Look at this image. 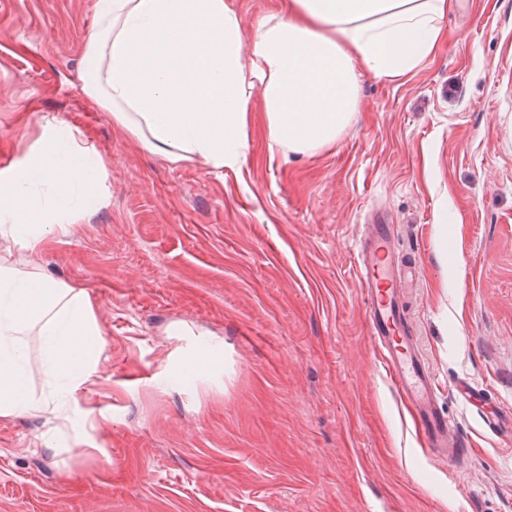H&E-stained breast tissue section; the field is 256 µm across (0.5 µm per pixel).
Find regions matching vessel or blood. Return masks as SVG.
I'll list each match as a JSON object with an SVG mask.
<instances>
[{"label":"vessel or blood","instance_id":"b4317fda","mask_svg":"<svg viewBox=\"0 0 512 512\" xmlns=\"http://www.w3.org/2000/svg\"><path fill=\"white\" fill-rule=\"evenodd\" d=\"M393 249L390 224L385 218H378L359 249V279L366 292L375 334L385 350L383 363L395 390L420 406L425 434L431 444L449 448L451 455L458 456L461 448L448 444L451 426L432 404L436 390L434 375L408 341L394 339L404 329V314L396 299L401 279L394 270Z\"/></svg>","mask_w":512,"mask_h":512}]
</instances>
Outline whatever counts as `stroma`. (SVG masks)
<instances>
[{
	"label": "stroma",
	"mask_w": 512,
	"mask_h": 512,
	"mask_svg": "<svg viewBox=\"0 0 512 512\" xmlns=\"http://www.w3.org/2000/svg\"><path fill=\"white\" fill-rule=\"evenodd\" d=\"M94 0H0V174L47 123L108 160L86 211L0 256L85 287L101 354L71 425L0 421V512H512V0H456L433 58L361 72L313 155L222 172L145 151L80 92ZM391 216L405 326L464 442L432 454L381 364L359 240ZM447 224H438L439 215Z\"/></svg>",
	"instance_id": "obj_1"
}]
</instances>
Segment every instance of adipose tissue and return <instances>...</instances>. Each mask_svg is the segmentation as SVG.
<instances>
[{"label": "adipose tissue", "instance_id": "adipose-tissue-1", "mask_svg": "<svg viewBox=\"0 0 512 512\" xmlns=\"http://www.w3.org/2000/svg\"><path fill=\"white\" fill-rule=\"evenodd\" d=\"M452 0H284L250 33L229 0H95L83 47L88 104L149 152L220 171L246 160L252 112L271 144L311 155L356 112L357 71L405 77L432 57ZM106 174L96 147L66 123L0 181V236L32 250L54 214L78 216L76 188ZM55 195L45 206L37 185ZM37 332L47 383L75 405L101 349L96 304L81 286L0 262V419L47 414L27 380L26 335Z\"/></svg>", "mask_w": 512, "mask_h": 512}]
</instances>
